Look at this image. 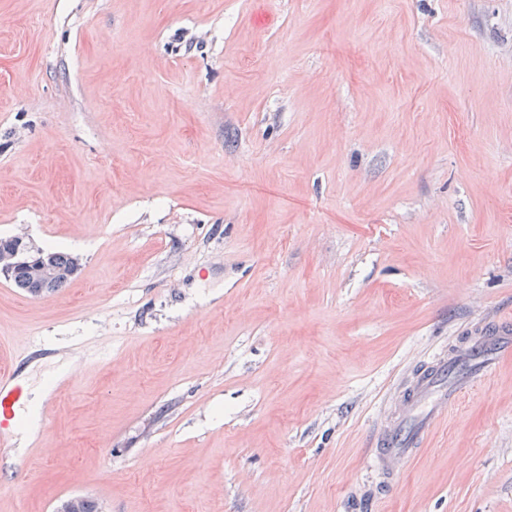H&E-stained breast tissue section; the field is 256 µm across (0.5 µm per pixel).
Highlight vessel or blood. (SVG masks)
I'll list each match as a JSON object with an SVG mask.
<instances>
[{
  "label": "vessel or blood",
  "instance_id": "obj_1",
  "mask_svg": "<svg viewBox=\"0 0 512 512\" xmlns=\"http://www.w3.org/2000/svg\"><path fill=\"white\" fill-rule=\"evenodd\" d=\"M491 330L502 338L512 336V319L500 317L489 326L471 328L468 336L413 374L388 404L372 441L373 463L384 483H391L412 460L449 408L492 372L497 356L483 350Z\"/></svg>",
  "mask_w": 512,
  "mask_h": 512
}]
</instances>
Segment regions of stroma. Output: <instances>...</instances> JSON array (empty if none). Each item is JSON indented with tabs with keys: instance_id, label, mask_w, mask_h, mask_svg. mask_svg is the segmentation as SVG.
Here are the masks:
<instances>
[{
	"instance_id": "obj_1",
	"label": "stroma",
	"mask_w": 512,
	"mask_h": 512,
	"mask_svg": "<svg viewBox=\"0 0 512 512\" xmlns=\"http://www.w3.org/2000/svg\"><path fill=\"white\" fill-rule=\"evenodd\" d=\"M0 512H512V361L392 488L406 378L512 313V0H0ZM7 250V249H6ZM5 251L0 252V273L5 277L10 279V274L17 269H26L27 271H20L18 274V278L21 280V284L19 285L17 282H13L17 288H22L24 284L31 282V275L33 280L35 279L34 275H37L43 279H50L54 276V264L60 271H64V274L60 275L56 279L50 281L47 288H23L22 290L26 291L32 296H40L45 293H51L57 291L59 288L65 286L70 280L71 277L67 275L70 268L73 265V257L71 254L61 251H53V252H39L36 254L30 253H20L16 250L11 251L12 255L8 258L10 263H3L1 259V255L4 254ZM50 254L53 258H52ZM34 274V275H33ZM35 283L38 281L34 280Z\"/></svg>"
}]
</instances>
